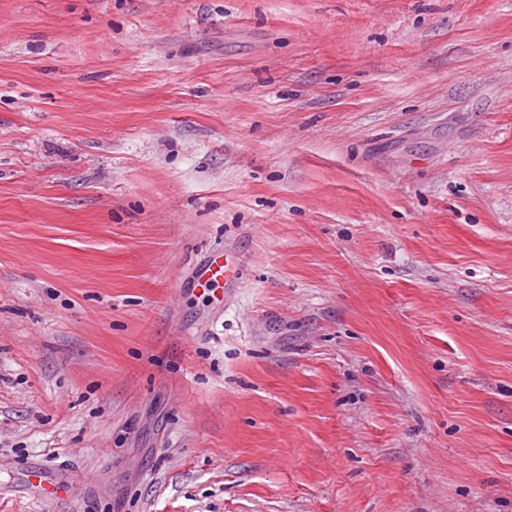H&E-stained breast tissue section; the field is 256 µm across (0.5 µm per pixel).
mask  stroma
<instances>
[{"mask_svg": "<svg viewBox=\"0 0 512 512\" xmlns=\"http://www.w3.org/2000/svg\"><path fill=\"white\" fill-rule=\"evenodd\" d=\"M0 512H512V0H0ZM244 264L239 257L230 259L222 252L211 254L206 262L196 271V285L199 288H209L211 284L224 278V284L236 283L243 275Z\"/></svg>", "mask_w": 512, "mask_h": 512, "instance_id": "obj_1", "label": "stroma"}]
</instances>
